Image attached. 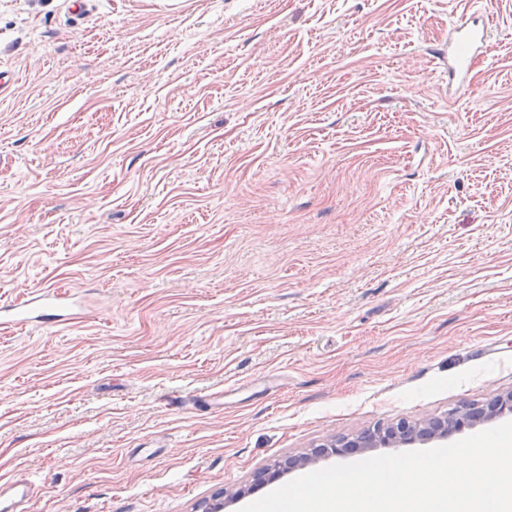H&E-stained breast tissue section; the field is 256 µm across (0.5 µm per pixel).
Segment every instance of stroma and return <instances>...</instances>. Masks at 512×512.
<instances>
[{
	"mask_svg": "<svg viewBox=\"0 0 512 512\" xmlns=\"http://www.w3.org/2000/svg\"><path fill=\"white\" fill-rule=\"evenodd\" d=\"M0 70V306L70 294L0 324L33 512H240L512 390V0H0ZM484 30L468 12L451 25L448 37V76L455 81L458 89H464L470 61L478 56V50L485 46Z\"/></svg>",
	"mask_w": 512,
	"mask_h": 512,
	"instance_id": "stroma-1",
	"label": "stroma"
}]
</instances>
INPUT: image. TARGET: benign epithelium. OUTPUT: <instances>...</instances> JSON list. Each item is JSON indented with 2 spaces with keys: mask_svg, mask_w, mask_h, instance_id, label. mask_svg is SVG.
I'll list each match as a JSON object with an SVG mask.
<instances>
[{
  "mask_svg": "<svg viewBox=\"0 0 512 512\" xmlns=\"http://www.w3.org/2000/svg\"><path fill=\"white\" fill-rule=\"evenodd\" d=\"M512 413V391L497 392L478 415L467 407H458L448 412V416L432 419L402 429L399 426L377 428L360 437L356 447H373L377 444L426 442L435 438L445 439L448 433L457 428L469 426L482 420Z\"/></svg>",
  "mask_w": 512,
  "mask_h": 512,
  "instance_id": "1",
  "label": "benign epithelium"
}]
</instances>
